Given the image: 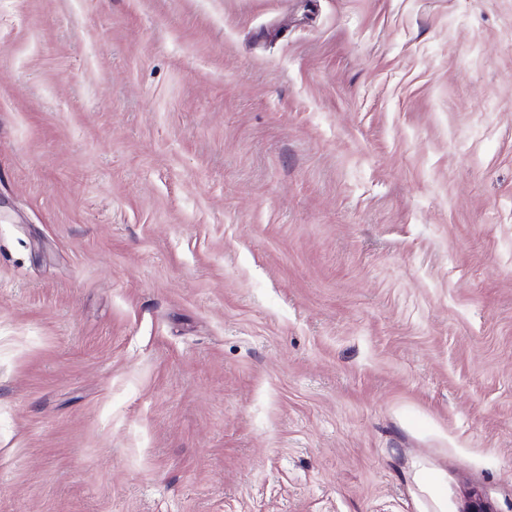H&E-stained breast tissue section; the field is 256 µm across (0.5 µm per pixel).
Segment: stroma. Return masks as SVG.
<instances>
[{
	"mask_svg": "<svg viewBox=\"0 0 512 512\" xmlns=\"http://www.w3.org/2000/svg\"><path fill=\"white\" fill-rule=\"evenodd\" d=\"M512 512V0H0V512Z\"/></svg>",
	"mask_w": 512,
	"mask_h": 512,
	"instance_id": "1",
	"label": "stroma"
}]
</instances>
